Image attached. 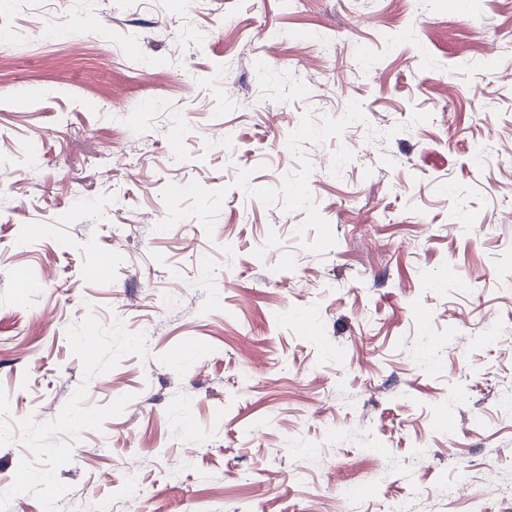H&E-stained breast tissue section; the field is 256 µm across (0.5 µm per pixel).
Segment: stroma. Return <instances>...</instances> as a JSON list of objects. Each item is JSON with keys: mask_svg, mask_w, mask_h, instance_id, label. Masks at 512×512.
<instances>
[{"mask_svg": "<svg viewBox=\"0 0 512 512\" xmlns=\"http://www.w3.org/2000/svg\"><path fill=\"white\" fill-rule=\"evenodd\" d=\"M1 14L11 419L59 415L83 377L66 329L86 314L147 336L148 358L89 383L88 405L131 400L59 469L67 512H341L355 483L356 512H512L504 0H471L464 19L448 0ZM106 256L111 278H89Z\"/></svg>", "mask_w": 512, "mask_h": 512, "instance_id": "1", "label": "stroma"}]
</instances>
